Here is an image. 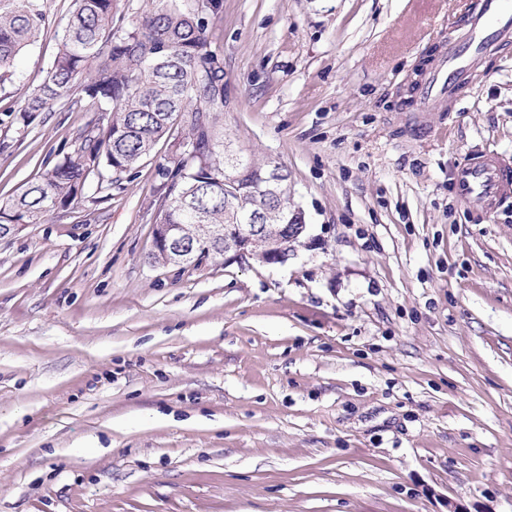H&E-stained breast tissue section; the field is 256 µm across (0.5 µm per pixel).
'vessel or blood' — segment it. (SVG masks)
Segmentation results:
<instances>
[{"label": "vessel or blood", "instance_id": "vessel-or-blood-1", "mask_svg": "<svg viewBox=\"0 0 512 512\" xmlns=\"http://www.w3.org/2000/svg\"><path fill=\"white\" fill-rule=\"evenodd\" d=\"M512 42V0H471L460 24L441 46L436 66L417 83L410 104L456 103L466 96L477 60L494 46ZM460 204L489 213L512 198V164L494 153L476 155L454 173Z\"/></svg>", "mask_w": 512, "mask_h": 512}]
</instances>
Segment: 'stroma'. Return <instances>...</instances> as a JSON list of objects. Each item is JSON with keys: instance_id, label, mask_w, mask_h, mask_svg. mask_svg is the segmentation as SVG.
I'll return each mask as SVG.
<instances>
[{"instance_id": "1", "label": "stroma", "mask_w": 512, "mask_h": 512, "mask_svg": "<svg viewBox=\"0 0 512 512\" xmlns=\"http://www.w3.org/2000/svg\"><path fill=\"white\" fill-rule=\"evenodd\" d=\"M469 0H221L224 138L284 166L283 264H151L158 165L0 233V512H512V202L453 172L512 157V45L448 107L400 92ZM0 87V204L89 113L22 123L72 0ZM453 180L460 204L475 211L490 213L512 197V165L498 154L474 155Z\"/></svg>"}]
</instances>
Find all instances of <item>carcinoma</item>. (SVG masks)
<instances>
[{"label": "carcinoma", "mask_w": 512, "mask_h": 512, "mask_svg": "<svg viewBox=\"0 0 512 512\" xmlns=\"http://www.w3.org/2000/svg\"><path fill=\"white\" fill-rule=\"evenodd\" d=\"M73 10L43 82L20 111L69 108L93 112L43 180L0 206L1 224H39L84 198L90 176L96 192L112 189V174L130 171L150 156L178 125L193 151L174 154L160 167L155 223L245 224L253 212L279 210L280 248L302 239V210L288 203V171L281 170L280 196L268 192L270 165L238 157L232 177L224 153V67L208 50L206 17L220 0H159V6L128 30L113 26L115 0H72ZM45 14L41 0H0V85L11 80L12 63L32 45Z\"/></svg>", "instance_id": "carcinoma-1"}]
</instances>
